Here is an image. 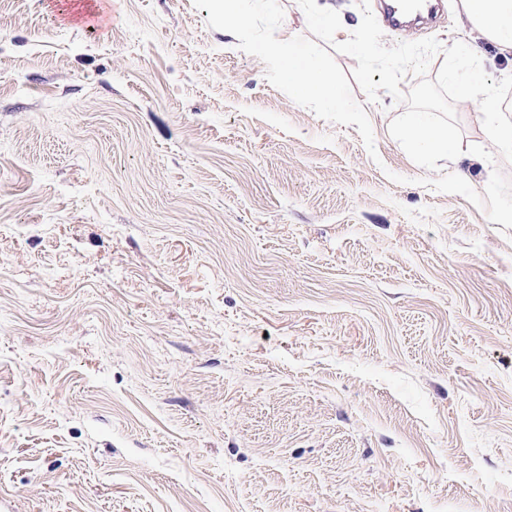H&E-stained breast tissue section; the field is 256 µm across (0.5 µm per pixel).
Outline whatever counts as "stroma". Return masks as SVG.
Instances as JSON below:
<instances>
[{
    "label": "stroma",
    "instance_id": "obj_1",
    "mask_svg": "<svg viewBox=\"0 0 512 512\" xmlns=\"http://www.w3.org/2000/svg\"><path fill=\"white\" fill-rule=\"evenodd\" d=\"M0 0V512H512V162L415 164L297 0ZM336 79L294 101L270 31ZM500 53L459 0L391 47ZM240 0H209L212 11L225 23L232 21L239 27L244 25V16L240 11Z\"/></svg>",
    "mask_w": 512,
    "mask_h": 512
}]
</instances>
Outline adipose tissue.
<instances>
[{"label":"adipose tissue","mask_w":512,"mask_h":512,"mask_svg":"<svg viewBox=\"0 0 512 512\" xmlns=\"http://www.w3.org/2000/svg\"><path fill=\"white\" fill-rule=\"evenodd\" d=\"M461 8L479 38L495 45L499 52L512 53V0H461ZM290 42V37L279 30L253 44L252 49L267 59L296 102L315 99L326 111H334L339 99L335 81L317 62L291 52Z\"/></svg>","instance_id":"obj_1"}]
</instances>
